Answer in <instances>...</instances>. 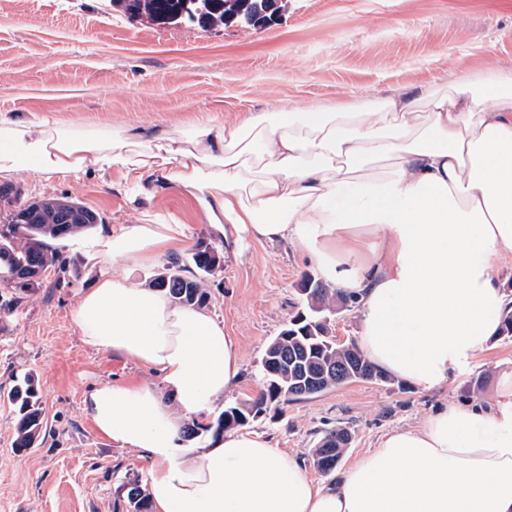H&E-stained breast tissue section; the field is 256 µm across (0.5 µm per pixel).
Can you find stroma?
<instances>
[{
  "mask_svg": "<svg viewBox=\"0 0 512 512\" xmlns=\"http://www.w3.org/2000/svg\"><path fill=\"white\" fill-rule=\"evenodd\" d=\"M260 24L241 19L202 28L159 24L124 13L112 0H0V117L37 112L77 128L152 127L189 133L229 124L244 111L289 104H357L417 86L453 85L461 74L484 80L512 72V0H280ZM0 224L14 206L68 197L101 217L95 230L60 240L72 264L47 271L0 332V512H128L126 484L147 481L140 451L112 443L92 424L84 398L112 383L157 384L150 370L85 344L72 312L80 289L102 271L145 287L164 261L131 268L87 250L111 225L137 224L142 210L187 225L189 246L204 241L222 267L205 279L208 310L241 351L238 384L214 414L254 399L263 387L270 342L301 307L304 252L286 243L249 241L234 248L207 224L198 204L156 186L131 202L119 170L48 180L22 169L0 177ZM512 368V341L496 340L450 379L427 391L392 379L353 381L268 409L250 431L317 473L311 450L340 427L350 442L339 465L376 448L387 432L417 426L444 399H494L493 380ZM33 376L43 416L35 448H12L17 413L9 390Z\"/></svg>",
  "mask_w": 512,
  "mask_h": 512,
  "instance_id": "1",
  "label": "stroma"
}]
</instances>
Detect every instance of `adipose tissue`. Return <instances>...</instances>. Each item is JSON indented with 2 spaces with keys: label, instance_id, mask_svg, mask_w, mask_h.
I'll return each mask as SVG.
<instances>
[{
  "label": "adipose tissue",
  "instance_id": "adipose-tissue-1",
  "mask_svg": "<svg viewBox=\"0 0 512 512\" xmlns=\"http://www.w3.org/2000/svg\"><path fill=\"white\" fill-rule=\"evenodd\" d=\"M456 84L359 109L248 112L188 136L0 119V175L117 167L140 195L158 176L208 223L229 225L237 244L300 247L356 302L368 360L432 390L487 349L512 299L498 277L512 258V74L477 90L466 76ZM185 240V225L148 212L113 225L95 253L141 266ZM73 320L86 344L160 379L85 399L99 433L143 451L154 512H512V370L496 377L494 402H442L323 485L248 431L184 446L181 417L203 415L240 378L239 347L207 310L104 272Z\"/></svg>",
  "mask_w": 512,
  "mask_h": 512
}]
</instances>
